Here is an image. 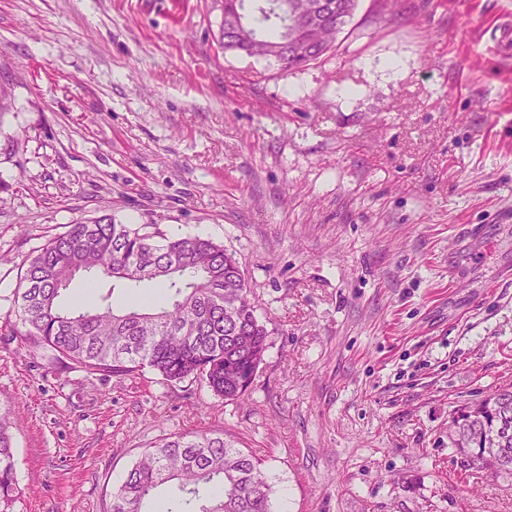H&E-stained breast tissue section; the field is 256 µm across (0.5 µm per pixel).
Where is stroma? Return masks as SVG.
<instances>
[{"label":"stroma","instance_id":"35a3bbf8","mask_svg":"<svg viewBox=\"0 0 512 512\" xmlns=\"http://www.w3.org/2000/svg\"><path fill=\"white\" fill-rule=\"evenodd\" d=\"M217 0H0V512H111L143 451L219 433L274 512H512L457 406L512 386V0H358L292 71ZM352 97H342V90ZM101 218L235 253L269 348L245 402L6 333L32 250ZM10 423L0 416V503L11 501L18 493Z\"/></svg>","mask_w":512,"mask_h":512}]
</instances>
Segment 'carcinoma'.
<instances>
[{"label":"carcinoma","instance_id":"obj_1","mask_svg":"<svg viewBox=\"0 0 512 512\" xmlns=\"http://www.w3.org/2000/svg\"><path fill=\"white\" fill-rule=\"evenodd\" d=\"M250 27L224 43L274 46L286 36L310 38L325 57L349 24L358 0H253ZM112 280L89 306L65 309L62 294L79 273ZM15 292L17 323L8 332L105 375L150 368L168 382L205 381L227 401L244 400L265 361L269 333L255 315L251 288L238 259L211 239L168 236L158 224H114L101 219L72 224L36 248ZM148 284L161 294L114 307L115 288ZM498 433L512 457V390L498 389L453 410L448 445L466 461L462 470L511 475L484 437ZM173 484L177 496L164 512H273L262 460L222 435L179 434L151 446L113 495L112 512H145L157 489ZM19 493L10 423L0 416V503Z\"/></svg>","mask_w":512,"mask_h":512}]
</instances>
